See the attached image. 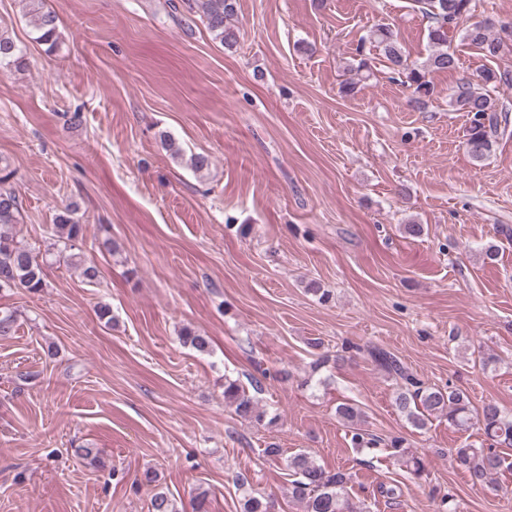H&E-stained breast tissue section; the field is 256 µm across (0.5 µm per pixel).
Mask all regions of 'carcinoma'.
Segmentation results:
<instances>
[{
	"label": "carcinoma",
	"instance_id": "1",
	"mask_svg": "<svg viewBox=\"0 0 512 512\" xmlns=\"http://www.w3.org/2000/svg\"><path fill=\"white\" fill-rule=\"evenodd\" d=\"M29 17L37 40L53 48L58 44V15L44 8L43 0H28ZM414 7L428 19V40L431 53L420 66L408 62L402 46L393 30L379 25L371 31L370 40L381 48L387 68L393 74L405 78L413 87L412 103L416 108L425 105L434 92L427 75L431 72L453 71L457 67L455 53L450 50L449 33L458 29L463 42L477 48L488 60L498 58L512 50V23L494 26L487 22H473L465 27L459 24L472 16L475 0H413ZM185 24L195 23L200 17L212 37L233 48L238 41V31L232 24L237 16L238 0H182ZM23 55L15 41L0 33V67H20ZM512 86V71L484 68L477 81L463 79L449 94V106L467 113L469 126L466 149L477 162L486 160L494 150L500 121L507 120L508 110L493 96L495 89ZM11 173L0 168V291L23 289L38 293L46 286V267L33 250L17 241L5 228L19 223L21 204L16 192L9 185ZM53 229L64 247L72 248L83 237V225L69 207L58 213ZM180 339L199 353L209 352V338L189 327L182 329ZM371 357L388 373L401 380L395 396V406L406 421L415 428H423L432 417H445L459 428L476 423L490 441L487 448H456L455 460L469 474L474 484L487 482L504 463L496 448L512 447V417L507 416L498 404L488 402L474 410L469 395L460 389H444L426 384L396 357L379 349L370 351ZM224 400L235 407L241 419L263 424L266 413L261 411L256 398L239 380L224 382ZM338 416L351 425V441L359 449L371 450L378 440L368 436L358 427L360 412L349 403L337 406ZM391 455L410 472L420 478L425 473L422 460L405 446V440H390ZM287 467L293 476L292 497L306 504L305 512H364L347 492L349 475L340 469L328 470L317 464L305 452L288 457ZM272 504L262 496H244L243 512H270ZM151 512H179L176 502L164 492L151 498Z\"/></svg>",
	"mask_w": 512,
	"mask_h": 512
}]
</instances>
